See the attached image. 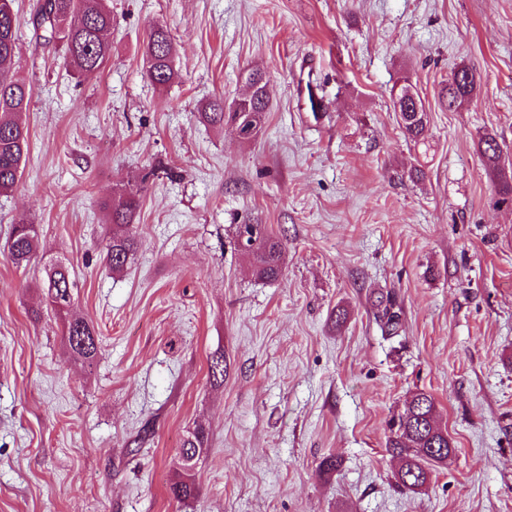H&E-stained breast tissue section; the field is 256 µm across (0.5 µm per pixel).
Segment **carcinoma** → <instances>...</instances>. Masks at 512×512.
Returning a JSON list of instances; mask_svg holds the SVG:
<instances>
[{"instance_id":"obj_1","label":"carcinoma","mask_w":512,"mask_h":512,"mask_svg":"<svg viewBox=\"0 0 512 512\" xmlns=\"http://www.w3.org/2000/svg\"><path fill=\"white\" fill-rule=\"evenodd\" d=\"M34 16L40 19L34 27L37 38L46 45L64 50L65 59L81 77L100 73L112 58V44L107 38L112 29V10L107 0H38ZM18 15L13 0H0V194L12 192L21 177V165L29 148V127L21 115L29 109L32 89L24 82L8 75L4 65L11 62L17 50ZM174 38L163 26L153 27L147 37L144 57L146 76L156 87H165L175 77L172 66ZM266 72L261 68L249 71L247 79L256 89L233 107L224 109V98L216 97L200 113V119L214 127H241V140L249 142L260 130L269 108L266 96ZM480 77L466 65L456 67L439 91L441 107L456 111L476 93ZM394 112L405 137L415 145L425 143L429 116L424 104L406 112L402 99L392 98ZM478 151L486 169L500 176L498 202L512 203V175H500L501 147L492 133H485L478 141ZM141 189L122 190L106 205L107 222L112 224V235L104 246L106 263L114 271L128 267L137 252L139 240L133 232L140 212ZM235 238L239 250L250 259L255 277L274 281L282 275L286 245L272 235L263 224H238ZM39 237L35 225L24 220L12 225L9 234L8 258L17 268L27 267L39 251ZM76 282L69 267L54 263L46 269L41 288L45 300L57 314L63 316V336L69 355L89 367L99 354L100 336L92 322L70 314ZM383 330L395 334L400 310L392 298L379 301ZM209 432L198 423L185 435L181 444L180 468L170 486L173 497L185 501L197 495L192 470L196 461L208 448ZM386 449L401 461L395 475L396 483L415 491L430 480L434 467L443 463L453 451L448 430L438 422L436 403L425 391L415 393L405 405L403 413L393 422Z\"/></svg>"}]
</instances>
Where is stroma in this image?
<instances>
[{"label":"stroma","mask_w":512,"mask_h":512,"mask_svg":"<svg viewBox=\"0 0 512 512\" xmlns=\"http://www.w3.org/2000/svg\"><path fill=\"white\" fill-rule=\"evenodd\" d=\"M36 3L14 2L30 148L0 195V512H512V205L477 151L493 132L512 168V0H110L112 59L84 79L36 40ZM156 24L175 39L165 88L144 75ZM460 64L480 87L450 112L438 90ZM257 66L254 140L199 121ZM403 75L429 113L419 146L390 101ZM309 87L322 112L300 111ZM160 163L176 176L142 186L141 247L112 272L103 205ZM20 219L40 240L24 270L7 252ZM245 221L284 239L278 280L235 249ZM55 259L102 336L93 368L67 358L57 317L28 315ZM419 391L455 450L406 494L385 443ZM198 422L209 446L180 503L169 487Z\"/></svg>","instance_id":"35a3bbf8"}]
</instances>
